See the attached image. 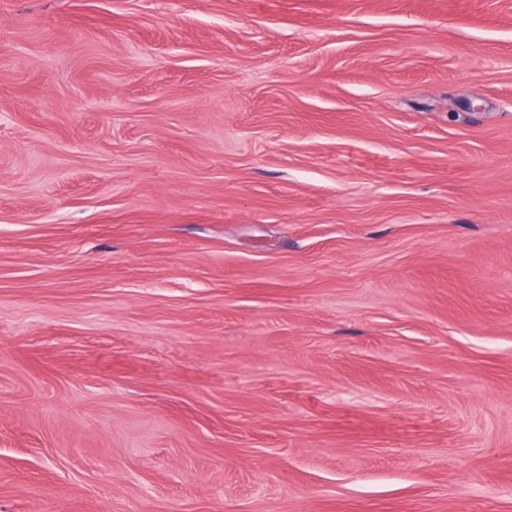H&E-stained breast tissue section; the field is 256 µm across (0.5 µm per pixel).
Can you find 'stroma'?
Returning a JSON list of instances; mask_svg holds the SVG:
<instances>
[{"label":"stroma","instance_id":"35a3bbf8","mask_svg":"<svg viewBox=\"0 0 512 512\" xmlns=\"http://www.w3.org/2000/svg\"><path fill=\"white\" fill-rule=\"evenodd\" d=\"M0 512H512V0H0Z\"/></svg>","mask_w":512,"mask_h":512}]
</instances>
